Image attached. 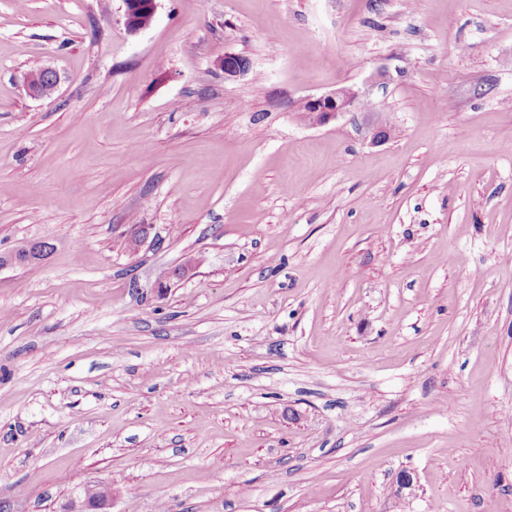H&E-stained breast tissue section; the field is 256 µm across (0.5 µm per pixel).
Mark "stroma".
Returning a JSON list of instances; mask_svg holds the SVG:
<instances>
[{"label": "stroma", "mask_w": 512, "mask_h": 512, "mask_svg": "<svg viewBox=\"0 0 512 512\" xmlns=\"http://www.w3.org/2000/svg\"><path fill=\"white\" fill-rule=\"evenodd\" d=\"M508 141L512 0H0V512H512ZM125 5V27L131 34L148 28L155 16L157 0H123ZM145 15L146 19L142 16ZM59 74L50 67H40L31 71L25 80L27 90L34 96L50 99L58 91ZM359 92L351 87H341L320 96L307 97L310 109L307 120L313 125H322L337 118L342 112H349L358 105Z\"/></svg>", "instance_id": "35a3bbf8"}]
</instances>
